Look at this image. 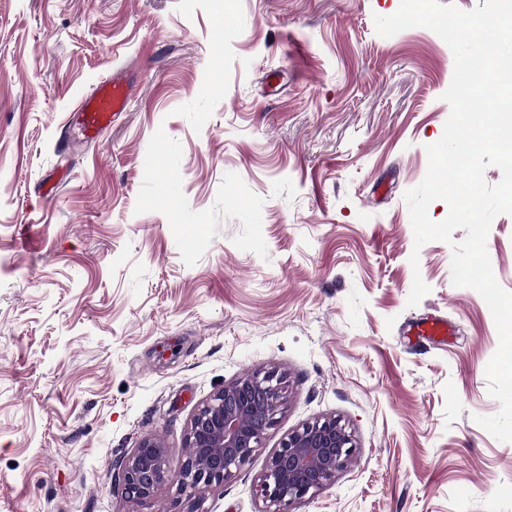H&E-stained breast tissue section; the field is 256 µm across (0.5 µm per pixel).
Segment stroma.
<instances>
[{
    "label": "stroma",
    "instance_id": "obj_1",
    "mask_svg": "<svg viewBox=\"0 0 512 512\" xmlns=\"http://www.w3.org/2000/svg\"><path fill=\"white\" fill-rule=\"evenodd\" d=\"M400 2L0 0V512H174L173 479L121 496L123 457L155 436L179 466L197 408L271 369L285 409L199 512H264L257 477L324 416L356 454L294 512H512V442L477 422L497 329L452 283L466 232L415 247L404 201L454 56L379 36ZM120 69L129 107L85 141L72 110ZM486 249L512 292V215ZM430 317L445 341L410 335Z\"/></svg>",
    "mask_w": 512,
    "mask_h": 512
}]
</instances>
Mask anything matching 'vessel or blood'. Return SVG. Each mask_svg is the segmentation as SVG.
<instances>
[{"label":"vessel or blood","mask_w":512,"mask_h":512,"mask_svg":"<svg viewBox=\"0 0 512 512\" xmlns=\"http://www.w3.org/2000/svg\"><path fill=\"white\" fill-rule=\"evenodd\" d=\"M131 98V86L119 76L100 79L92 92L77 107V121L87 139H95L99 131L112 124L125 112Z\"/></svg>","instance_id":"obj_1"}]
</instances>
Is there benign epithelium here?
Masks as SVG:
<instances>
[{
  "label": "benign epithelium",
  "mask_w": 512,
  "mask_h": 512,
  "mask_svg": "<svg viewBox=\"0 0 512 512\" xmlns=\"http://www.w3.org/2000/svg\"><path fill=\"white\" fill-rule=\"evenodd\" d=\"M283 377L275 371L253 373L224 384L194 413L188 427L189 448L179 467L186 508L196 512L195 494L223 485L250 462L286 405ZM353 436L341 421L322 417L288 433L256 482L265 512H293L332 484L354 456ZM169 479L163 442L142 438L118 473L121 494L132 502L154 498Z\"/></svg>",
  "instance_id": "benign-epithelium-1"
}]
</instances>
